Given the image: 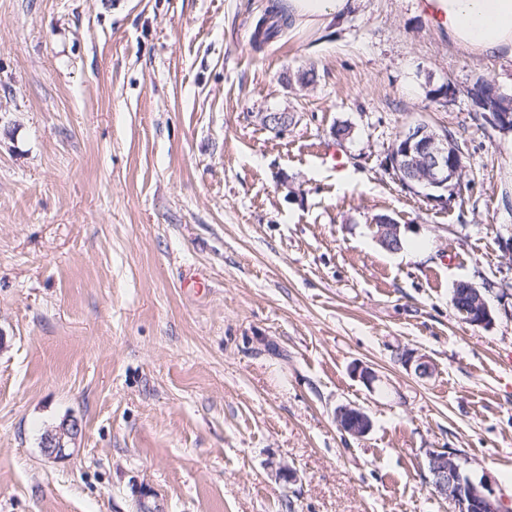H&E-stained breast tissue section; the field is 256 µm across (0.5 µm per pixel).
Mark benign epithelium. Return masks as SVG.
Masks as SVG:
<instances>
[{
    "label": "benign epithelium",
    "instance_id": "1",
    "mask_svg": "<svg viewBox=\"0 0 512 512\" xmlns=\"http://www.w3.org/2000/svg\"><path fill=\"white\" fill-rule=\"evenodd\" d=\"M478 112L487 113L491 126L502 134L512 133V113L498 112L493 99L504 98L498 87H493L492 98L476 97L465 89ZM388 169L400 178L410 191L418 193L436 206L448 204V191L461 181L462 160L454 143L444 132H438L426 123L404 126L392 143L388 158ZM376 238L389 251L401 246L400 225L388 215L372 218ZM456 287L465 289L468 303L463 309L465 321L473 326L488 327L494 323V312L482 292L469 282H459ZM404 363L414 367L417 374L428 376L433 365L424 356L417 357L407 351L402 354ZM339 428L354 437L367 435L372 428L369 415L362 409L343 405L336 409ZM81 424L76 419H67L50 429L43 443V452L52 459H63L71 455L70 444L81 434ZM426 467L429 485L433 491L447 499L453 512H501L498 499L492 496L484 482L473 481L456 461L455 455L445 449L430 448L426 451Z\"/></svg>",
    "mask_w": 512,
    "mask_h": 512
}]
</instances>
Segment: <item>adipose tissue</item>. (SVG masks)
I'll return each mask as SVG.
<instances>
[{
	"label": "adipose tissue",
	"instance_id": "ef3b65f1",
	"mask_svg": "<svg viewBox=\"0 0 512 512\" xmlns=\"http://www.w3.org/2000/svg\"><path fill=\"white\" fill-rule=\"evenodd\" d=\"M292 26L322 29L346 20L353 0H282ZM449 42L512 66V0H426Z\"/></svg>",
	"mask_w": 512,
	"mask_h": 512
}]
</instances>
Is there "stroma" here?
Returning <instances> with one entry per match:
<instances>
[{"mask_svg":"<svg viewBox=\"0 0 512 512\" xmlns=\"http://www.w3.org/2000/svg\"><path fill=\"white\" fill-rule=\"evenodd\" d=\"M268 3L0 0V512H135L142 488L153 512H452L429 448L512 512V136L433 94L512 95V67L422 0L260 44ZM416 122L461 152L446 206L385 166ZM461 281L494 324L460 318ZM347 404L367 436L339 429ZM68 418L72 454L48 458ZM376 228V238L389 251H396L401 246L400 224L388 215H376L372 218ZM336 423L343 432L357 438L364 437L372 428L369 415L351 405H343L336 409ZM81 431V424L77 419H66L59 426L53 427L44 438V454L52 459L70 456V444L75 443Z\"/></svg>","mask_w":512,"mask_h":512,"instance_id":"1","label":"stroma"}]
</instances>
